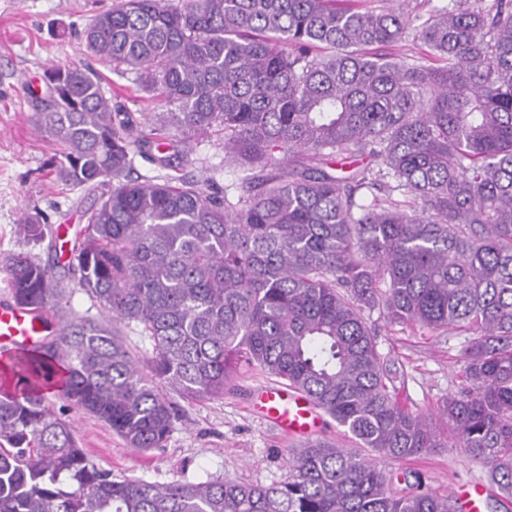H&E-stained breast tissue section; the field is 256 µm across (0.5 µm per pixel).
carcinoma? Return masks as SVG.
I'll return each instance as SVG.
<instances>
[{
    "instance_id": "1",
    "label": "carcinoma",
    "mask_w": 512,
    "mask_h": 512,
    "mask_svg": "<svg viewBox=\"0 0 512 512\" xmlns=\"http://www.w3.org/2000/svg\"><path fill=\"white\" fill-rule=\"evenodd\" d=\"M410 25L388 0H120L81 37L157 101L143 120L92 70H45L51 173L108 182L71 248L108 320L69 318L62 280L32 256L3 263L13 302L57 323L0 362V512H452L322 440L271 485L117 480L53 409L159 449L175 411L158 383L219 398L242 363L380 457L453 440L512 499V0L433 10L412 62L389 52ZM214 135L243 167L234 203L183 173L190 142ZM137 157L157 174L131 178ZM357 157L376 166L336 168ZM20 233L41 242L45 227L26 214ZM376 309L391 326L468 337L443 408L453 436L397 398L365 319ZM132 323L152 344L144 367L120 334Z\"/></svg>"
}]
</instances>
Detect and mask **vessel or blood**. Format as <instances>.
Returning <instances> with one entry per match:
<instances>
[{"mask_svg": "<svg viewBox=\"0 0 512 512\" xmlns=\"http://www.w3.org/2000/svg\"><path fill=\"white\" fill-rule=\"evenodd\" d=\"M46 318L43 311L0 305V350L6 352L47 335ZM252 408L282 434L302 440L315 436L323 422L319 408L308 396L282 383L260 388ZM487 491V486L479 482L458 487L452 493L457 512H478Z\"/></svg>", "mask_w": 512, "mask_h": 512, "instance_id": "1", "label": "vessel or blood"}]
</instances>
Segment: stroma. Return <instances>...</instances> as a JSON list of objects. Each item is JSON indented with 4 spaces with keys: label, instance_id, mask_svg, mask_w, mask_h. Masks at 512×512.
Instances as JSON below:
<instances>
[{
    "label": "stroma",
    "instance_id": "35a3bbf8",
    "mask_svg": "<svg viewBox=\"0 0 512 512\" xmlns=\"http://www.w3.org/2000/svg\"><path fill=\"white\" fill-rule=\"evenodd\" d=\"M119 0H0V258L25 253L54 266L66 293L62 304L72 317L105 319V311L80 287L71 253L55 254L49 242L33 243L18 232L24 213L46 216L49 227L76 232L84 228V211L100 195L99 189H71L56 181L49 161L56 144L37 132L31 117L36 98L45 96L44 71L50 64L87 66L99 73L106 96L127 111L150 112L154 104L137 91L135 75L91 57L78 37L97 11ZM186 171L198 181L234 190L240 173L225 166L219 137L192 143ZM379 352L398 378L401 402L412 412L438 418L449 393L462 374L459 354L465 343L455 331L431 334L419 329L388 326L380 312H371ZM272 376L240 365L232 387L223 398L185 401L174 398L176 419L161 450L127 447L111 428L94 416L65 402L55 410L70 420L87 456L113 478L149 481H199L224 477L268 485L285 480L288 449L298 447L289 438L251 412L257 389L271 384ZM379 467L396 487L417 472L423 489L450 495L457 486L487 483V469L461 448H439L418 457L381 459Z\"/></svg>",
    "mask_w": 512,
    "mask_h": 512
}]
</instances>
